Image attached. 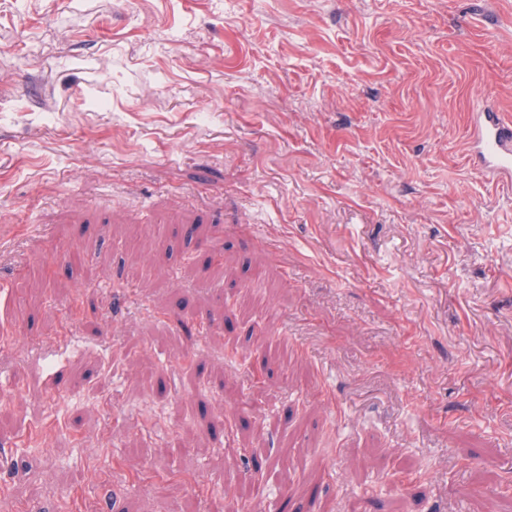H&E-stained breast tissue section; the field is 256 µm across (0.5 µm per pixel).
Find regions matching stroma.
Segmentation results:
<instances>
[{
  "label": "stroma",
  "mask_w": 512,
  "mask_h": 512,
  "mask_svg": "<svg viewBox=\"0 0 512 512\" xmlns=\"http://www.w3.org/2000/svg\"><path fill=\"white\" fill-rule=\"evenodd\" d=\"M485 107L512 0H0V512H512Z\"/></svg>",
  "instance_id": "obj_1"
}]
</instances>
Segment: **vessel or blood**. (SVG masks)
I'll list each match as a JSON object with an SVG mask.
<instances>
[{
  "label": "vessel or blood",
  "mask_w": 512,
  "mask_h": 512,
  "mask_svg": "<svg viewBox=\"0 0 512 512\" xmlns=\"http://www.w3.org/2000/svg\"><path fill=\"white\" fill-rule=\"evenodd\" d=\"M467 151L480 173L495 184L512 186V121L502 113H473L467 135Z\"/></svg>",
  "instance_id": "vessel-or-blood-1"
}]
</instances>
